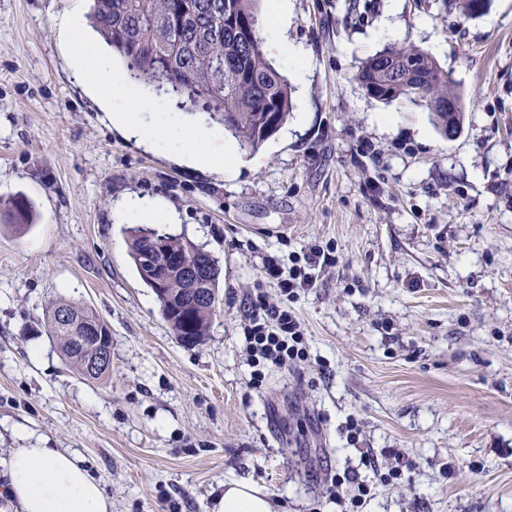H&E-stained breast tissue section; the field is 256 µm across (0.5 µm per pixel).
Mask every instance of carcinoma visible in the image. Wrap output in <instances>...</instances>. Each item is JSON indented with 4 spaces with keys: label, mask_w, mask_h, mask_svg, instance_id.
Here are the masks:
<instances>
[{
    "label": "carcinoma",
    "mask_w": 512,
    "mask_h": 512,
    "mask_svg": "<svg viewBox=\"0 0 512 512\" xmlns=\"http://www.w3.org/2000/svg\"><path fill=\"white\" fill-rule=\"evenodd\" d=\"M258 0H93L91 19L105 42L126 63L132 78L151 86L157 94L171 95L187 111H202L224 124L244 148L257 149L269 137L267 127L281 128L291 108V89L286 77L267 57L258 26ZM231 12L237 24H224ZM391 67L380 69L382 56ZM415 59L420 79L403 78V61ZM355 80L363 91L377 92L384 101L399 98L419 101L432 112L437 126L448 133V112L436 99L455 97L448 72L426 51L417 47L390 46L361 63ZM11 227L21 232L33 223L30 205L22 200L12 204ZM158 231L138 226L129 232V250L135 266L149 257L151 265L170 276V288H181L182 276L172 267V258L206 256L211 287L219 290V260L182 235L165 233V248L157 250L152 238ZM67 311L84 323L99 317L91 310L59 300L46 312L48 335L63 357L79 373L98 380L109 371L91 373L87 362L91 351L77 345L76 332L56 322V313ZM163 320L185 346L200 344L208 335L214 311L209 304L195 305L191 292L180 296L177 310L160 305Z\"/></svg>",
    "instance_id": "obj_1"
}]
</instances>
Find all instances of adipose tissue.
<instances>
[{
	"label": "adipose tissue",
	"instance_id": "1",
	"mask_svg": "<svg viewBox=\"0 0 512 512\" xmlns=\"http://www.w3.org/2000/svg\"><path fill=\"white\" fill-rule=\"evenodd\" d=\"M69 34L78 41L82 53L75 57L74 72L84 77L87 57L99 64L95 90L104 107L110 108V119L124 132L149 145H162L171 155L190 165L222 170L233 176L242 160L233 145H225L223 155L195 150L194 144L207 131L190 117L173 115L165 142H158L152 122L135 113L112 110L113 98L127 90L125 77L112 70L109 60L96 43L85 34L80 16H72ZM7 476V491L17 500L21 512H112V501L101 484L83 466L74 453L57 448H17L0 462ZM215 512H272L267 493L252 482L233 480L224 486L223 497L217 498Z\"/></svg>",
	"mask_w": 512,
	"mask_h": 512
}]
</instances>
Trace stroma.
Masks as SVG:
<instances>
[{
	"instance_id": "stroma-1",
	"label": "stroma",
	"mask_w": 512,
	"mask_h": 512,
	"mask_svg": "<svg viewBox=\"0 0 512 512\" xmlns=\"http://www.w3.org/2000/svg\"><path fill=\"white\" fill-rule=\"evenodd\" d=\"M287 122L233 177L112 127L62 35L89 0H0V460L74 452L112 512H211L230 479L276 512H512V0L478 17L446 0H288ZM433 51L462 99L447 138L420 102L354 79L384 47ZM130 197L155 227L220 260L208 336L186 347L128 253ZM329 251L291 309L308 363L250 385L243 328L279 300L266 259ZM112 328V371L89 381L46 332L58 300ZM330 366L321 374L320 363ZM378 460L365 467V455ZM358 472L359 509L324 497ZM345 482L349 484H356L357 490H358V496H366L370 493V488L367 484H364L363 481L358 482V476L355 472H348L344 473V477H336L334 476L331 481L330 485L327 488V492L329 494V497L333 499H338L343 495V486Z\"/></svg>"
}]
</instances>
